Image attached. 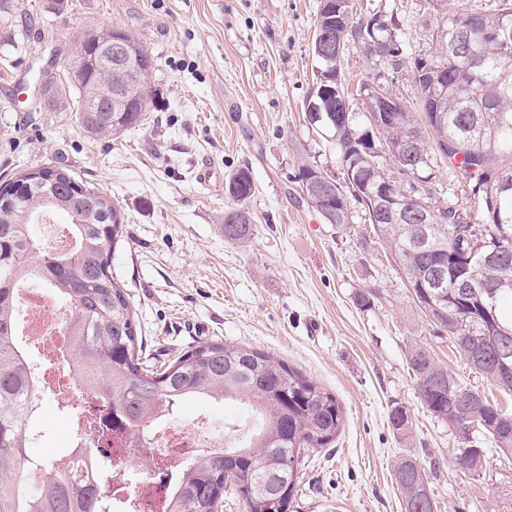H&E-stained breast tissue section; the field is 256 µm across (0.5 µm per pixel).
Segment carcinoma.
Here are the masks:
<instances>
[{
  "mask_svg": "<svg viewBox=\"0 0 512 512\" xmlns=\"http://www.w3.org/2000/svg\"><path fill=\"white\" fill-rule=\"evenodd\" d=\"M348 2L344 42L401 66L396 23L378 13L358 14L353 0ZM504 30L511 33L506 41L494 35ZM461 31L472 34L469 53L481 63L476 71L469 68L466 56L448 61V44ZM128 33L111 26L79 36L62 70L41 72L44 103L53 102L67 83L78 90L74 109L87 132L114 137L139 125L158 103L145 74L154 59L134 37L131 54L142 70L127 68L116 48ZM313 58L315 68L324 73L314 98L329 106L316 126L335 145L343 182L304 164L298 179L306 197L327 224H348L351 203L363 207L419 308L448 333L471 369L512 392V316L503 313L504 307H512V0H497L490 15L462 0L454 14L437 21L430 53L414 58L411 85L421 111L402 104L395 117V126L413 137L410 172L403 174L407 188L391 187V177L379 162L386 153L396 156L390 124L364 127L353 111L336 120L329 89L339 87L349 103L360 98L370 114L376 106L374 86L361 82L351 91L349 81L336 74L335 57L315 53ZM441 165L472 186L474 207L435 209L426 238L418 224L381 217L360 199L390 193L416 212L431 205L424 184L435 178V168ZM38 171L36 180L29 170L15 174L0 200V512H112V500L101 496L99 482L80 478L67 465L53 467L37 496L22 498L15 492V475L31 440L26 420L34 414L35 380L27 345L16 331L18 288L31 276L70 307L71 364L81 382L112 403L114 418L142 432L159 408L173 411L186 398L245 400L258 414L259 428L249 442L185 465L168 512H206L219 493L237 494L244 484L252 489V496L243 498L246 512H287L283 493L290 499L298 494L304 451L323 448L336 437L343 424L342 405L309 377L259 349L205 342L167 364L153 367L141 361L132 302L112 276V250L123 238L124 216L106 193L77 179L67 166L51 162ZM253 191L245 170L229 180L228 193L239 202ZM47 211L67 215L74 252L54 255L35 244L31 225ZM253 232L246 209L224 210L225 239L242 243ZM469 236L483 237L502 259L484 264L461 260ZM431 266L446 269L443 285L428 281ZM462 279L490 286L494 298L461 293L454 284ZM407 363L420 403L455 432L457 466L475 474L486 462L485 449L468 431L474 413L486 422L478 433L512 455V413L461 387L425 345H410ZM387 423L400 438H408L410 410L391 407ZM227 457L236 458V468L225 476ZM394 479L404 512H437L429 473L416 460L402 458L394 467Z\"/></svg>",
  "mask_w": 512,
  "mask_h": 512,
  "instance_id": "obj_1",
  "label": "carcinoma"
}]
</instances>
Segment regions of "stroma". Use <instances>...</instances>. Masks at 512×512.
I'll list each match as a JSON object with an SVG mask.
<instances>
[{"mask_svg":"<svg viewBox=\"0 0 512 512\" xmlns=\"http://www.w3.org/2000/svg\"><path fill=\"white\" fill-rule=\"evenodd\" d=\"M41 2L18 0L12 21L32 30L0 45V180L59 161L120 206L125 233L112 274L135 308L144 358L159 365L225 341L285 360L336 397L343 425L330 445L307 452L292 512H403L393 476L403 455L432 468L438 512H512V457L490 445L481 474L455 467V439L417 399L407 349L431 347L461 387L509 412L512 395L472 370L419 309L362 209L328 224L302 190L301 165L339 172L334 145L306 111L320 0H71L59 15L37 12ZM358 2L395 20L406 64L392 68L351 44L343 73L386 85L417 109L409 63L429 53L437 11L424 0ZM112 25L151 52L160 110L117 138L81 127L75 93L33 110L28 86L45 49L68 53L76 34ZM240 169L255 185L244 202L255 232L235 243L224 238V211ZM428 189L435 207L469 205L470 186L448 168ZM365 288L381 298L361 309L354 297ZM397 404L412 413L405 440L387 425ZM42 406L47 434L28 454L59 462L70 411L53 397Z\"/></svg>","mask_w":512,"mask_h":512,"instance_id":"1","label":"stroma"}]
</instances>
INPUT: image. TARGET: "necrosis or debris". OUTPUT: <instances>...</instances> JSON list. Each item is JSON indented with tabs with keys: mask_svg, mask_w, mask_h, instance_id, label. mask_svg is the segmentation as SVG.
<instances>
[{
	"mask_svg": "<svg viewBox=\"0 0 512 512\" xmlns=\"http://www.w3.org/2000/svg\"><path fill=\"white\" fill-rule=\"evenodd\" d=\"M18 301L24 336L37 341L45 353L34 375L36 399L49 395L68 398L78 410V423L67 444L69 463L81 466L90 459L95 469L111 472L112 512H167L175 492L174 470L193 459L224 451L223 439L204 429L206 413L175 425L171 411L163 409L152 419L151 435H138L114 420L111 408L96 392L79 384L67 367L68 310L45 289L31 284L20 289ZM136 458L149 460L151 469L135 481L129 463Z\"/></svg>",
	"mask_w": 512,
	"mask_h": 512,
	"instance_id": "necrosis-or-debris-1",
	"label": "necrosis or debris"
}]
</instances>
